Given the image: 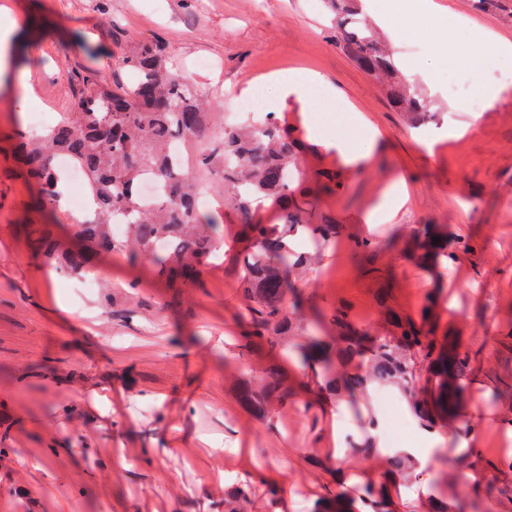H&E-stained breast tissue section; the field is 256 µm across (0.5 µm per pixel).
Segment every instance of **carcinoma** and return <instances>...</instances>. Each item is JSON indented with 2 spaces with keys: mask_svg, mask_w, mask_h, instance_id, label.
<instances>
[{
  "mask_svg": "<svg viewBox=\"0 0 512 512\" xmlns=\"http://www.w3.org/2000/svg\"><path fill=\"white\" fill-rule=\"evenodd\" d=\"M336 12V45L380 86L390 104L414 122L428 116L429 106L413 78L395 63L362 9L360 0H330ZM119 68L134 74L123 84L103 82L98 71L82 78L71 112L34 139L0 136V160L36 186L29 208L50 221L28 231L34 257L89 274L99 252L135 260L149 255L162 288H197L220 255L218 224L197 203L198 181L216 176L224 183V205L237 210L244 226L236 259L246 299L242 347L263 344L271 351L286 345L293 329L286 298L294 272L307 256L288 246V236L302 232L318 244L336 240L341 226L322 210L348 178L343 167H310L318 149L284 118L270 115L256 122H224L223 98L205 102L178 73L159 40L143 41L118 58ZM67 154L87 176L97 203L94 218L63 224L64 181L54 158ZM150 174L162 193L155 205H143L139 185ZM267 202L280 223L255 217V204ZM126 226L122 238L110 232ZM437 243H432L433 238ZM441 224H423L409 244L424 261L445 249ZM383 244L370 238L354 241L359 270L371 278L385 271L371 261ZM436 295L428 297L418 317L401 315L379 301L381 321L358 319L345 306L326 312L313 307L299 325L295 357L309 369L307 380L292 386L279 374L265 380L242 378L236 384L240 403L256 418L271 419L288 401L305 397L310 409L331 397H363L370 386L399 389L419 427L431 430L438 416L451 411L471 373L470 356L461 346L439 339L434 331ZM349 455L366 461L378 457L372 436L355 440ZM416 462L405 452L384 458L379 484L360 497L361 506L342 494L326 496L316 512H394L388 485L408 478Z\"/></svg>",
  "mask_w": 512,
  "mask_h": 512,
  "instance_id": "carcinoma-1",
  "label": "carcinoma"
}]
</instances>
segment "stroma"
Segmentation results:
<instances>
[{
    "label": "stroma",
    "instance_id": "obj_1",
    "mask_svg": "<svg viewBox=\"0 0 512 512\" xmlns=\"http://www.w3.org/2000/svg\"><path fill=\"white\" fill-rule=\"evenodd\" d=\"M436 2L465 19L446 48L428 46L431 24L417 16L406 19L413 40L394 48L398 64H423L418 83L432 111L417 127L337 47L327 0H0V13L16 22L14 69L30 71L42 112H69L86 69L111 80L122 50L159 39L201 95L223 93L225 120H242L236 97L264 86L265 111L298 116L328 162L337 157L324 125L354 137V110L377 127L373 162L324 203L341 234L302 286L320 308L376 318L381 283L352 261L354 239L368 235L383 245L375 263L398 282L393 308L417 315L436 292L439 335L473 356L451 423H484L471 456L419 449L417 477L390 495L397 512H417L427 497L450 512H512V470L501 465L512 457V95L477 112L436 79L461 51L478 53L480 30L512 42V13ZM297 70L330 81L335 97L285 94L281 83ZM399 176L408 204L367 226ZM29 193L23 180L0 179V512H315L328 489L353 495L379 482L375 462L351 463L336 446L338 432H368L375 403L331 399L309 414L292 403L268 421L235 397L241 373L277 366L294 383L305 372L294 359L241 351L234 252L179 305L145 256L102 255L112 275L86 295L78 276L49 277L30 254L21 227L44 218L28 209ZM419 224L447 225L449 248L464 239L474 250L424 269L403 253ZM477 465L484 481L465 482Z\"/></svg>",
    "mask_w": 512,
    "mask_h": 512
}]
</instances>
